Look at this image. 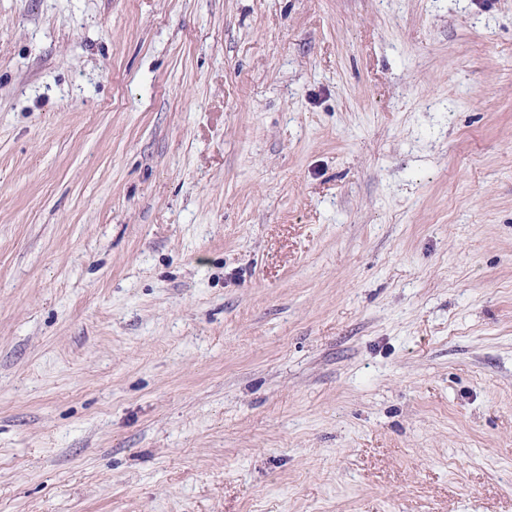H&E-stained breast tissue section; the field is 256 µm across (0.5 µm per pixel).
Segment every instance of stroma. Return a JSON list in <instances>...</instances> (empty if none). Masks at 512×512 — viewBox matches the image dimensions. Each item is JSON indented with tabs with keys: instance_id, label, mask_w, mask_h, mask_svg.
Here are the masks:
<instances>
[{
	"instance_id": "stroma-1",
	"label": "stroma",
	"mask_w": 512,
	"mask_h": 512,
	"mask_svg": "<svg viewBox=\"0 0 512 512\" xmlns=\"http://www.w3.org/2000/svg\"><path fill=\"white\" fill-rule=\"evenodd\" d=\"M0 512H512V0H0Z\"/></svg>"
}]
</instances>
